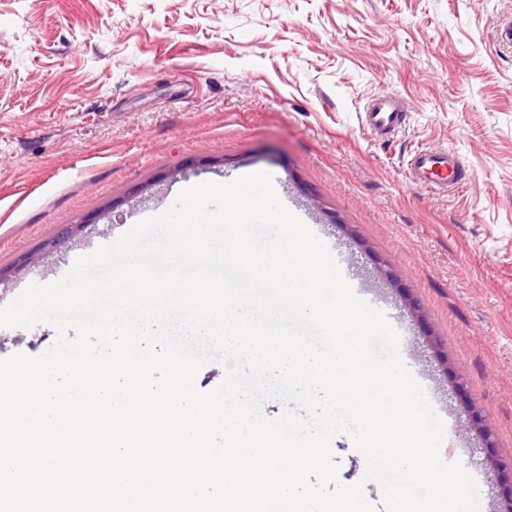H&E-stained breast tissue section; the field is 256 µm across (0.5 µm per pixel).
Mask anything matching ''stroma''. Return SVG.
<instances>
[{"label":"stroma","instance_id":"stroma-1","mask_svg":"<svg viewBox=\"0 0 512 512\" xmlns=\"http://www.w3.org/2000/svg\"><path fill=\"white\" fill-rule=\"evenodd\" d=\"M512 0H0V307L179 191L267 171L385 298L400 351L489 472L481 512L512 497ZM393 95L377 137L364 106ZM421 147L465 184L410 186ZM219 160L216 168L206 167ZM77 247L15 272L67 224ZM398 275L385 283L381 267ZM54 327H0V359ZM492 446L483 449L479 425ZM405 120L406 112L400 100L386 96L369 101L361 114L362 127L381 136L396 131Z\"/></svg>","mask_w":512,"mask_h":512}]
</instances>
